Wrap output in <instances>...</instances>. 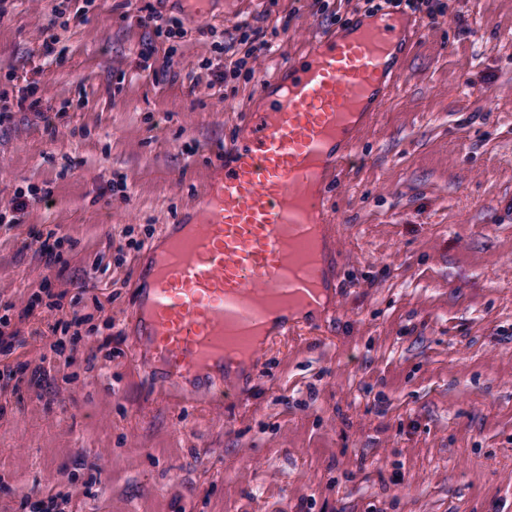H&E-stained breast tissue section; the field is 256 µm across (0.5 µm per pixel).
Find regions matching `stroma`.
I'll return each mask as SVG.
<instances>
[{"mask_svg": "<svg viewBox=\"0 0 512 512\" xmlns=\"http://www.w3.org/2000/svg\"><path fill=\"white\" fill-rule=\"evenodd\" d=\"M430 5L326 189L333 313L219 398L133 358L138 260L280 65L404 0H209L171 39L142 10L186 19L191 0H0V512H512V0ZM244 20L273 50L232 45ZM30 186L48 201L13 213ZM34 228L63 236L56 268ZM20 363L42 389L9 380Z\"/></svg>", "mask_w": 512, "mask_h": 512, "instance_id": "35a3bbf8", "label": "stroma"}]
</instances>
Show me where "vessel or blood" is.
Here are the masks:
<instances>
[{"instance_id": "b4317fda", "label": "vessel or blood", "mask_w": 512, "mask_h": 512, "mask_svg": "<svg viewBox=\"0 0 512 512\" xmlns=\"http://www.w3.org/2000/svg\"><path fill=\"white\" fill-rule=\"evenodd\" d=\"M413 20L380 15L357 34L328 32L308 53L311 64L277 90L267 111L247 113V143L227 147L193 224L166 225L149 245L151 273L140 289V328L164 385L186 384L202 367L227 365L229 344L251 349L263 320L259 298L309 296L321 270L298 265L312 220L308 192L322 193L348 168L354 150L335 137L367 121L402 77L392 47L405 46Z\"/></svg>"}]
</instances>
